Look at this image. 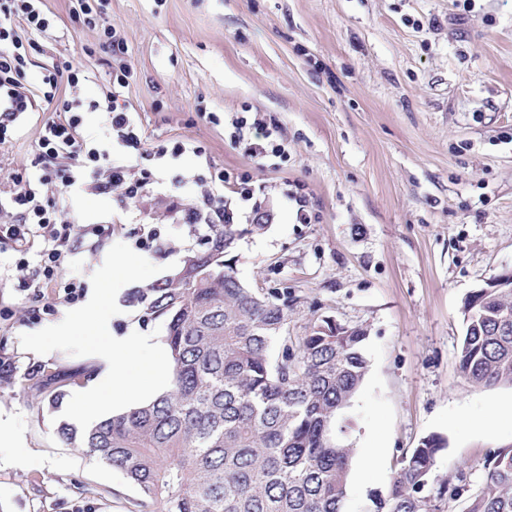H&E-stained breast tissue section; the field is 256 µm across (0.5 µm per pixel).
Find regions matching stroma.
Instances as JSON below:
<instances>
[{
	"label": "stroma",
	"mask_w": 512,
	"mask_h": 512,
	"mask_svg": "<svg viewBox=\"0 0 512 512\" xmlns=\"http://www.w3.org/2000/svg\"><path fill=\"white\" fill-rule=\"evenodd\" d=\"M45 4L54 25L38 37L28 83L65 58L94 75L81 97L99 99L107 66L96 30L72 19L69 0ZM108 14L127 41L126 95L148 146L195 142L261 186L254 200L270 227L241 242L240 280L291 289L289 335L304 333L314 305L370 330L345 435L350 500L385 490L401 455L431 434L447 441L434 484L463 474L478 488L486 456L512 448V418L494 414L512 403V387L469 386L457 360L466 296L512 269V0H110ZM245 110L287 143V160L261 168L230 145L226 125ZM39 131L33 120L0 144V189L30 171ZM199 165L183 155L135 207L117 195L74 201L75 222L105 224L104 246L74 255L64 276L90 279L142 224L169 241V253L148 256L160 268L202 249L172 214ZM298 189L311 223L296 220ZM13 262L11 242H0L10 268L0 277V420L15 435L0 455V512H138L141 494L120 471L59 438L63 406L27 390L28 376L46 369L73 394L102 362L22 348V334L59 323L68 308L55 289H28L29 272ZM130 291L117 294L110 333L160 328ZM474 418L491 425L475 429ZM376 446L380 461L361 469Z\"/></svg>",
	"instance_id": "35a3bbf8"
}]
</instances>
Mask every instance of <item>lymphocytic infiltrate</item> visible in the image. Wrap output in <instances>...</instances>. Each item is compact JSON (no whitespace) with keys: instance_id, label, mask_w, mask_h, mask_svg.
I'll list each match as a JSON object with an SVG mask.
<instances>
[{"instance_id":"f902f5d3","label":"lymphocytic infiltrate","mask_w":512,"mask_h":512,"mask_svg":"<svg viewBox=\"0 0 512 512\" xmlns=\"http://www.w3.org/2000/svg\"><path fill=\"white\" fill-rule=\"evenodd\" d=\"M107 6L108 0H73L70 9L72 16L97 29L99 47L110 68L101 100L87 103L78 95L86 71L67 60L45 67L39 86L25 83L37 48L34 38L46 33L53 19L44 0H0V144L19 133L38 105L53 113L40 130L31 172L14 176L12 188L0 196V212L8 217L7 223L0 224V239L12 241L16 270H31L29 287L62 289L59 302L63 305L79 302L87 288L78 279H62L64 264L78 247L103 233L102 225L74 223L70 201L88 195L106 197L117 191L127 204H137L160 185L162 159L174 161L189 152L200 158L201 164L180 208L183 223L204 231L213 224L230 223V195L247 202L256 191L249 177L229 181L201 146L188 142L159 146L157 165H142L146 140L137 112L124 97L131 78L127 43L121 26L111 21ZM87 109L99 114L97 129L90 134L84 131L83 112ZM260 125L257 119H232L231 145L243 149L261 166L273 158H286L287 145L262 131ZM48 187L57 188V198L45 197Z\"/></svg>"}]
</instances>
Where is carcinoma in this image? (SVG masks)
<instances>
[{"label": "carcinoma", "mask_w": 512, "mask_h": 512, "mask_svg": "<svg viewBox=\"0 0 512 512\" xmlns=\"http://www.w3.org/2000/svg\"><path fill=\"white\" fill-rule=\"evenodd\" d=\"M266 224H214L205 248L132 301L161 319L171 388L106 414L84 431L59 427L136 485L150 512H439L468 491L464 477L435 489L445 439L431 434L402 454L385 491L353 510V449L343 443L369 363L370 330L328 316L288 335V289L250 288L234 269L241 240ZM458 366L474 387L512 386V282L478 288L462 306ZM466 512H512V448L491 453Z\"/></svg>", "instance_id": "obj_1"}]
</instances>
